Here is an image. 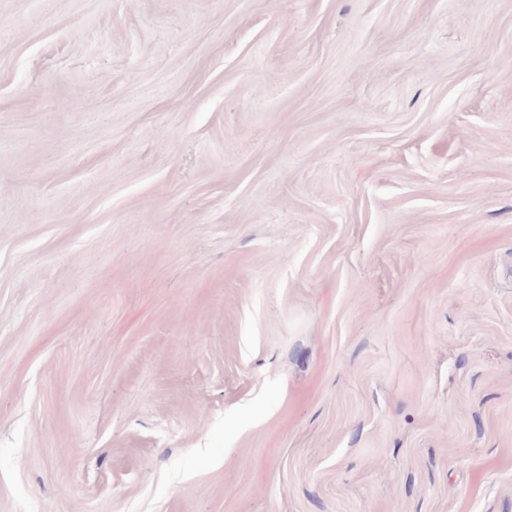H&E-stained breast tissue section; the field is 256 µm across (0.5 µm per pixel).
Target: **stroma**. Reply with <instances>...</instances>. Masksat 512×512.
<instances>
[{
  "label": "stroma",
  "mask_w": 512,
  "mask_h": 512,
  "mask_svg": "<svg viewBox=\"0 0 512 512\" xmlns=\"http://www.w3.org/2000/svg\"><path fill=\"white\" fill-rule=\"evenodd\" d=\"M0 512H512V0H0Z\"/></svg>",
  "instance_id": "stroma-1"
}]
</instances>
